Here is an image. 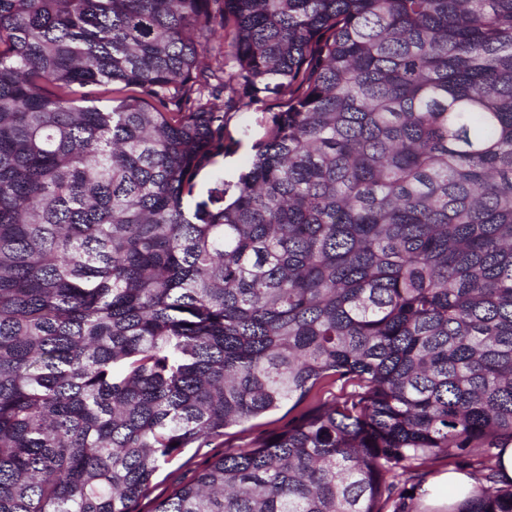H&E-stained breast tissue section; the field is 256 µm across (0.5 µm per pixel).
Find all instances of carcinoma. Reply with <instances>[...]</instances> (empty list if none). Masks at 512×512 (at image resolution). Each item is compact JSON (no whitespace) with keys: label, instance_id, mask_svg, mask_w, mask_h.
<instances>
[{"label":"carcinoma","instance_id":"carcinoma-1","mask_svg":"<svg viewBox=\"0 0 512 512\" xmlns=\"http://www.w3.org/2000/svg\"><path fill=\"white\" fill-rule=\"evenodd\" d=\"M228 90L285 103L194 204ZM289 402L153 512H411L441 458L512 512V0H0V512H135ZM288 408L286 406L274 413H271L261 419L251 420L239 426H235L225 430L223 448H186L172 462L161 468L154 478L147 493L136 507L137 512H151L154 508L155 501L169 495L180 482L190 478L195 467L201 464L207 457L213 454H219L227 448L244 447L249 444L262 431L274 428L288 420ZM280 420L276 423V421ZM273 422L270 426H258Z\"/></svg>","mask_w":512,"mask_h":512}]
</instances>
